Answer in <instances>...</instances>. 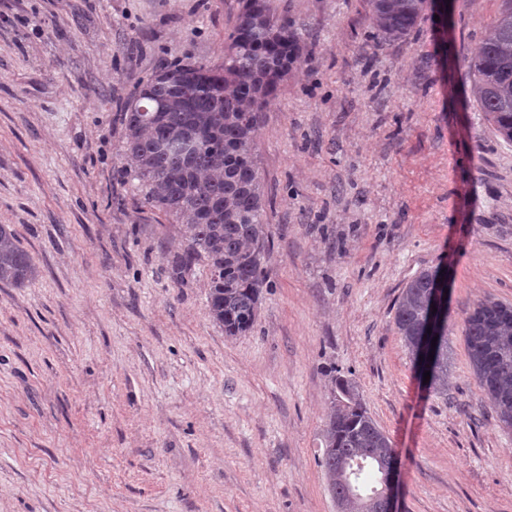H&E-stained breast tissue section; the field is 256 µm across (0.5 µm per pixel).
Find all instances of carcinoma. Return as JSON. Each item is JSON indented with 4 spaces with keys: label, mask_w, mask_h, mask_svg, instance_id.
Here are the masks:
<instances>
[{
    "label": "carcinoma",
    "mask_w": 512,
    "mask_h": 512,
    "mask_svg": "<svg viewBox=\"0 0 512 512\" xmlns=\"http://www.w3.org/2000/svg\"><path fill=\"white\" fill-rule=\"evenodd\" d=\"M376 35L396 41L421 22L431 0H368ZM224 62L171 63L141 83L126 102L125 169L137 179L143 202L186 227L184 252L171 261L177 279L197 260L209 266L210 317L229 337L244 336L256 322L269 225L265 224L253 138L260 112L297 63L301 37L288 18L271 14L267 0H243L228 37ZM473 91L495 131L512 141V0L470 63ZM198 140L189 154L171 146ZM37 275L15 233L0 225V284L23 287ZM436 271L427 269L402 290L394 325L427 387L448 392V316L437 325L434 358L421 365V329L431 309ZM468 357L499 422L512 430V304L492 298L464 320ZM397 461L388 436L364 407L352 382L332 381L331 410L321 461L329 491L352 512H381L379 481Z\"/></svg>",
    "instance_id": "obj_1"
}]
</instances>
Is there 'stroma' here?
I'll use <instances>...</instances> for the list:
<instances>
[{"label":"stroma","mask_w":512,"mask_h":512,"mask_svg":"<svg viewBox=\"0 0 512 512\" xmlns=\"http://www.w3.org/2000/svg\"><path fill=\"white\" fill-rule=\"evenodd\" d=\"M303 53L253 154L270 226L256 323L225 336L210 272L123 170L120 107L160 65L220 63L240 0H0V224L38 271L0 285V512H338L319 463L331 380L398 458L397 512H512V432L463 336L512 304V143L468 62L502 0L405 39L367 0H269ZM451 283L447 394L394 327L424 269Z\"/></svg>","instance_id":"obj_1"}]
</instances>
